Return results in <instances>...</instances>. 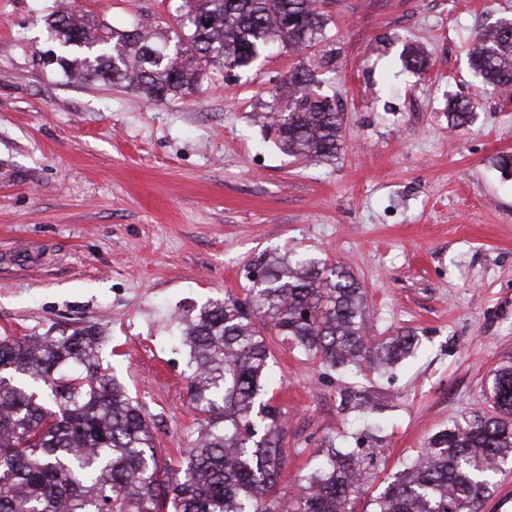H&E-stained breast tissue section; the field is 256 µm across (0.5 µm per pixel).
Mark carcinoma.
I'll use <instances>...</instances> for the list:
<instances>
[{"label":"carcinoma","instance_id":"carcinoma-1","mask_svg":"<svg viewBox=\"0 0 512 512\" xmlns=\"http://www.w3.org/2000/svg\"><path fill=\"white\" fill-rule=\"evenodd\" d=\"M171 33L115 31L69 7L44 18L67 77L129 87L167 103L205 71L246 69L274 42L292 52L326 39L325 0H194ZM469 67L483 86L512 90V26L484 28ZM308 67L288 73L268 105L284 149L314 161L342 146V117ZM472 99L448 101L461 126ZM245 300H210L181 331L189 397L202 416L177 469L161 463L151 417L103 372L92 326L0 336V512H354L380 449L317 448L309 471L281 492L287 467L284 413L263 399L271 353L263 331L340 373L391 366L419 349L413 333L365 340V292L344 266L275 258ZM492 412L434 435L372 500L371 512H480L492 478L512 463V368L499 370ZM348 410L364 391H341Z\"/></svg>","mask_w":512,"mask_h":512}]
</instances>
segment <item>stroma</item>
Masks as SVG:
<instances>
[{
    "label": "stroma",
    "mask_w": 512,
    "mask_h": 512,
    "mask_svg": "<svg viewBox=\"0 0 512 512\" xmlns=\"http://www.w3.org/2000/svg\"><path fill=\"white\" fill-rule=\"evenodd\" d=\"M115 30L174 27L183 0H74ZM54 0H0V334L101 328L100 356L150 414L165 459L195 439L177 337L207 301L245 297L251 264L313 254L354 274L369 335L413 332L420 351L386 375L330 371L274 334L267 396L286 412V481L315 448L359 440L387 476L430 437L491 410L512 366V105L475 86L468 46L512 0H332L324 46L274 45L233 79L209 72L166 104L39 63ZM427 55L406 70L408 47ZM299 66L321 75L343 118L331 161L280 148L262 115ZM476 100L448 124L453 97ZM353 384L376 404L341 410Z\"/></svg>",
    "instance_id": "1"
}]
</instances>
